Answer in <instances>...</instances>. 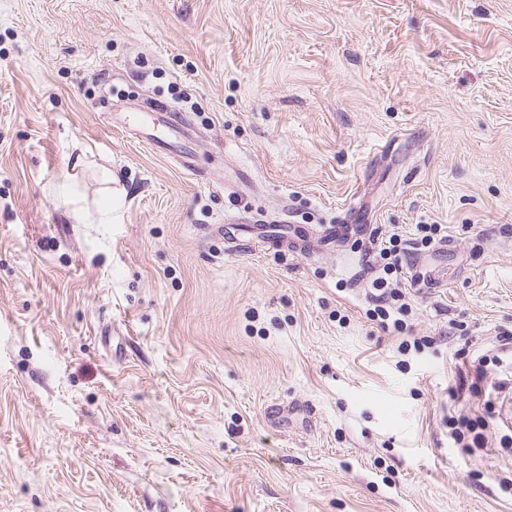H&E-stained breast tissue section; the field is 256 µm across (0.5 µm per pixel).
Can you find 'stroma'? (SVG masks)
<instances>
[{
    "mask_svg": "<svg viewBox=\"0 0 512 512\" xmlns=\"http://www.w3.org/2000/svg\"><path fill=\"white\" fill-rule=\"evenodd\" d=\"M148 100L193 171L125 127ZM359 199L342 249L224 246ZM420 224L382 330L378 244ZM503 331L512 0H0V512H512L497 427L444 425ZM510 353L512 356V336L511 332L500 333L497 337V344L489 349L474 350L471 355L464 359L462 364L465 370L460 369L459 381L455 387L451 388V395L459 399L465 392L470 393L472 397H481L483 391L481 384L484 381L487 367L492 365L502 366L504 359ZM445 423L448 424V437L453 440L455 444L462 446V448L470 447V444L466 442V435L474 429L476 424L481 427L488 425V421L484 416L480 417L478 420H473L461 414L458 416L452 415L450 411Z\"/></svg>",
    "mask_w": 512,
    "mask_h": 512,
    "instance_id": "35a3bbf8",
    "label": "stroma"
}]
</instances>
